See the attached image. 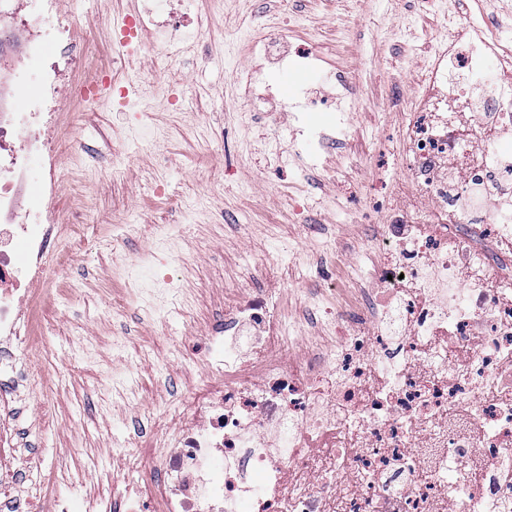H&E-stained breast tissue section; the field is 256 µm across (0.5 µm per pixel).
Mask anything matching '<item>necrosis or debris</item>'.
Segmentation results:
<instances>
[{
    "label": "necrosis or debris",
    "instance_id": "obj_1",
    "mask_svg": "<svg viewBox=\"0 0 512 512\" xmlns=\"http://www.w3.org/2000/svg\"><path fill=\"white\" fill-rule=\"evenodd\" d=\"M57 2L0 0L32 31L0 41V512H70L12 466L15 414H51L36 310L72 262L60 239L81 230L48 204L64 190L57 133L85 102L58 85L77 60ZM296 122L319 155L345 118ZM395 149L389 220L349 276L358 306L306 304L299 337L277 289L233 290L199 347L207 380L137 421L144 455L113 449L156 475L118 512H512V47L456 27ZM138 293L151 318L190 312L171 280Z\"/></svg>",
    "mask_w": 512,
    "mask_h": 512
}]
</instances>
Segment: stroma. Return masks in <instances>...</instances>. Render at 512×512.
Returning <instances> with one entry per match:
<instances>
[{
    "mask_svg": "<svg viewBox=\"0 0 512 512\" xmlns=\"http://www.w3.org/2000/svg\"><path fill=\"white\" fill-rule=\"evenodd\" d=\"M152 0H63L62 10L90 66L113 82L130 75L176 78L178 101L159 100L147 119L141 105L117 108L111 99L73 113L60 149L66 183L82 191L80 215L67 195L50 201L66 224L86 234L63 240L74 263L59 278L45 313L47 341L34 356L47 370L44 395L55 419L29 435L41 459L38 480L67 497L76 512H102L114 490L133 476L112 458L114 444L131 440V423L173 394L200 384L192 368L193 348L224 307L229 288L262 287L254 266L292 265L293 284H281L284 304L298 309L326 287L348 282L349 263L363 249L369 225L380 219L372 187L401 112L421 83L430 49L446 35L447 17L486 15L512 35V0H183L191 24L174 27L158 8L152 39L124 64L112 62L116 25L143 13ZM256 38H277L289 49L308 48L313 67L289 73L261 105L269 121L245 123L250 107L242 73L255 61L248 45L228 51L226 39L243 28ZM199 44L195 59H172L173 37ZM348 77L355 93L342 92ZM311 99L317 111L339 102L350 115L346 140L320 162L302 155L300 164L279 167L276 153L291 144L286 105ZM143 124L168 132L165 155L146 141L126 137ZM131 155L122 177L112 175L114 154ZM165 196H157V187ZM204 196V208L191 199ZM305 204L294 220V200ZM314 225L304 234L303 224ZM133 224L171 225L188 257L171 268L173 284L192 305L195 319L155 321L140 311L125 287L128 278L150 282L154 269L138 263L150 249L147 232Z\"/></svg>",
    "mask_w": 512,
    "mask_h": 512,
    "instance_id": "stroma-1",
    "label": "stroma"
}]
</instances>
